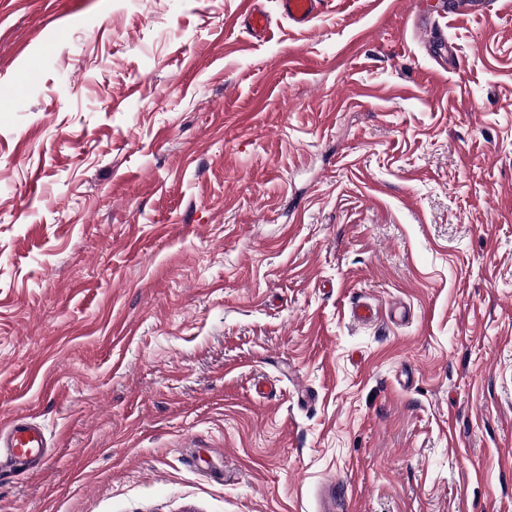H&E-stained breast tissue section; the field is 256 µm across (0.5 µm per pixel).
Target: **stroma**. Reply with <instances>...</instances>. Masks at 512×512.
Masks as SVG:
<instances>
[{
	"label": "stroma",
	"instance_id": "obj_1",
	"mask_svg": "<svg viewBox=\"0 0 512 512\" xmlns=\"http://www.w3.org/2000/svg\"><path fill=\"white\" fill-rule=\"evenodd\" d=\"M0 0V512H512V0ZM36 80L18 89L19 78ZM410 317L360 325L356 300ZM284 16L299 28L309 27L330 3L328 0H279ZM0 447L15 467H22L43 455L45 439L40 428L27 418L14 417L0 430ZM349 506L348 497L343 484L336 480L327 484L322 499V511L334 512L347 510Z\"/></svg>",
	"mask_w": 512,
	"mask_h": 512
}]
</instances>
